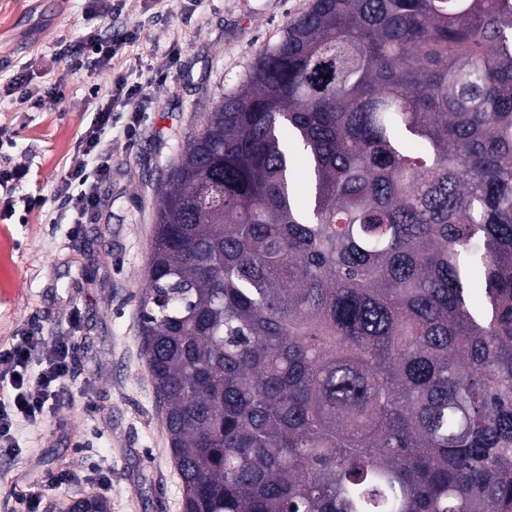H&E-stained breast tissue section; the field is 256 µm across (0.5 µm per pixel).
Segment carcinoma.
<instances>
[{
    "mask_svg": "<svg viewBox=\"0 0 512 512\" xmlns=\"http://www.w3.org/2000/svg\"><path fill=\"white\" fill-rule=\"evenodd\" d=\"M139 324L184 512H512V0H313L182 151Z\"/></svg>",
    "mask_w": 512,
    "mask_h": 512,
    "instance_id": "obj_1",
    "label": "carcinoma"
}]
</instances>
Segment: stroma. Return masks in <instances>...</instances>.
Masks as SVG:
<instances>
[{"instance_id": "stroma-1", "label": "stroma", "mask_w": 512, "mask_h": 512, "mask_svg": "<svg viewBox=\"0 0 512 512\" xmlns=\"http://www.w3.org/2000/svg\"><path fill=\"white\" fill-rule=\"evenodd\" d=\"M312 0H126L118 28L138 40L109 72L75 67L85 0H0V92L17 73L50 87L57 102L21 112L0 101V166L30 168L0 220V351L31 325L73 334L74 361L53 414L16 419L12 456L0 457V512H61L90 495L109 512H183L179 474L142 352L139 304L161 192L180 152L222 91L243 79ZM158 75L134 143L128 115L112 116V177L102 183L96 223L69 224L56 193L64 172L84 164L75 142L94 107L91 84ZM80 313L72 330V313ZM73 473L61 481L63 473ZM105 487H98L99 477Z\"/></svg>"}]
</instances>
